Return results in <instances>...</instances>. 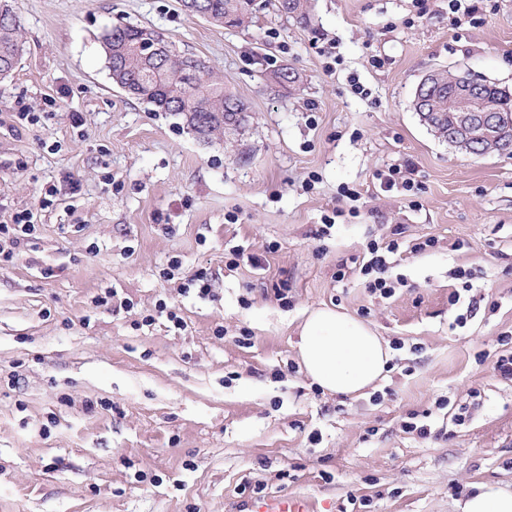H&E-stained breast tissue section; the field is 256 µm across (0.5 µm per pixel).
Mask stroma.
I'll return each instance as SVG.
<instances>
[{
	"mask_svg": "<svg viewBox=\"0 0 512 512\" xmlns=\"http://www.w3.org/2000/svg\"><path fill=\"white\" fill-rule=\"evenodd\" d=\"M13 4L23 53L0 79V224L28 209L37 230L0 264V512H237L277 494L314 512H456L474 484L512 486V382L494 370L512 332V156L469 158L411 106L437 66L512 92V0H482L459 26L448 0L421 17L412 0H314L307 26L264 4L236 29L180 0ZM125 23L223 75L246 126L207 143L117 88L101 36ZM283 65L300 89L266 82ZM392 165L418 196L381 187ZM395 237L406 285L393 297L336 281ZM460 267L481 297L462 328L448 301ZM201 269L204 299L187 288ZM323 306L396 345L367 396L321 392L299 364L303 314ZM422 415L425 439L404 428Z\"/></svg>",
	"mask_w": 512,
	"mask_h": 512,
	"instance_id": "1",
	"label": "stroma"
}]
</instances>
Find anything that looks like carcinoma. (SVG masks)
<instances>
[{
  "label": "carcinoma",
  "instance_id": "carcinoma-1",
  "mask_svg": "<svg viewBox=\"0 0 512 512\" xmlns=\"http://www.w3.org/2000/svg\"><path fill=\"white\" fill-rule=\"evenodd\" d=\"M277 11L301 24L311 21V0H274ZM182 7L194 15L217 25L240 27L253 19V0H182ZM102 42L113 54L107 59L112 71L131 88L137 100L155 108L157 112H171L182 117L186 128L204 140L216 134L236 130L247 122V105L210 70L200 68L194 55L186 53L170 42L172 50L159 56H148L144 51V28L126 25L111 28L103 34ZM23 48L19 24L13 9L0 11V75L7 78L16 68ZM459 71L441 67L438 70L435 93H422L421 109L426 112H448V89L453 86ZM269 78L278 79L280 86L301 84L298 71L283 66L270 72ZM485 109L499 114L512 127V94L487 80L475 87ZM497 152L512 154V139L496 141L470 153L472 157Z\"/></svg>",
  "mask_w": 512,
  "mask_h": 512
}]
</instances>
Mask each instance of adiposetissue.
<instances>
[{
    "label": "adipose tissue",
    "mask_w": 512,
    "mask_h": 512,
    "mask_svg": "<svg viewBox=\"0 0 512 512\" xmlns=\"http://www.w3.org/2000/svg\"><path fill=\"white\" fill-rule=\"evenodd\" d=\"M296 348L313 383L325 392L348 397L380 381L392 358L388 342L371 324L328 307L306 315ZM456 507L458 512H512V489L483 482Z\"/></svg>",
    "instance_id": "adipose-tissue-1"
}]
</instances>
